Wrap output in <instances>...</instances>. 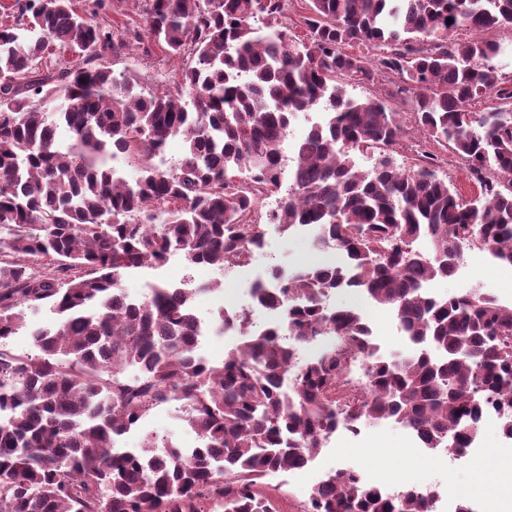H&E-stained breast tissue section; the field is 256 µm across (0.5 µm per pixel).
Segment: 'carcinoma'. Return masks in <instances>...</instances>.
<instances>
[{
    "instance_id": "obj_1",
    "label": "carcinoma",
    "mask_w": 512,
    "mask_h": 512,
    "mask_svg": "<svg viewBox=\"0 0 512 512\" xmlns=\"http://www.w3.org/2000/svg\"><path fill=\"white\" fill-rule=\"evenodd\" d=\"M92 0H12L0 26V512H279L266 478L309 462L337 428L392 421L422 447L461 452L487 406L509 416L512 304L477 291L437 298L426 284L452 275L476 246L512 267V87L490 61L512 26V0H136L139 19L115 27ZM453 22H447V19ZM186 60L182 82L148 94L108 59L126 43ZM79 52L57 73L38 67L49 46ZM378 75V94L345 86ZM406 94L408 116L395 108ZM500 103L472 111L480 99ZM323 112L282 152L292 120ZM466 163L479 194L463 200L439 176L441 157L417 151L408 169L393 152L408 130ZM181 138L174 166L156 163ZM377 153L360 169L355 152ZM291 170H286L287 163ZM138 175L125 176L123 165ZM268 214L285 233L308 228L343 260L254 288L277 312L253 329L249 312L220 315L241 342L213 364L197 354L192 299L221 289L155 283L130 301L122 279L180 252L191 265L232 267L261 245L247 217ZM344 288L388 307L411 350L378 352L367 319L328 308ZM29 326L36 354L5 340ZM324 334L343 351L312 359ZM368 362L365 394L342 402L343 352ZM291 372L287 386L283 376ZM172 401L202 438L188 455L156 436L139 456L112 437ZM428 490L380 493L353 469L313 489L307 512H432Z\"/></svg>"
}]
</instances>
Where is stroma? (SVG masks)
I'll return each mask as SVG.
<instances>
[{
  "mask_svg": "<svg viewBox=\"0 0 512 512\" xmlns=\"http://www.w3.org/2000/svg\"><path fill=\"white\" fill-rule=\"evenodd\" d=\"M114 70H128L139 84L148 90L173 86L180 78L179 67L163 53L145 55L138 46L125 48L112 60ZM195 283L213 277L210 268L189 265L182 254L172 256L171 264L162 268L144 269L126 276L121 286L130 296L141 299L148 295L152 283L160 281L171 287L182 284L184 276ZM431 292L438 297L462 293L477 288L502 304L512 303V269L494 262L486 253L464 251L456 273L432 281ZM331 306H351L360 309L370 323L376 343L382 352H404L408 343L398 331L392 312L376 305L360 290L343 289L327 298ZM180 403L172 402L151 412L139 430L126 434L127 447L141 445L143 435L156 434L167 440L185 443L194 436L182 418ZM482 458L493 460L495 466L486 477H479L476 467L446 472L438 457L419 448L413 434L392 422L362 425L359 432L338 429L333 441L327 442L312 463L310 476L299 477L286 472L274 475V482L283 483L289 495L279 507L289 512L294 499L305 498L311 478H322L338 469L360 471L376 485L393 484L434 489L436 482L451 481L456 503L471 507L472 512H494L493 489L499 479L512 481V442L499 432L497 422L485 423L481 430Z\"/></svg>",
  "mask_w": 512,
  "mask_h": 512,
  "instance_id": "obj_1",
  "label": "stroma"
}]
</instances>
